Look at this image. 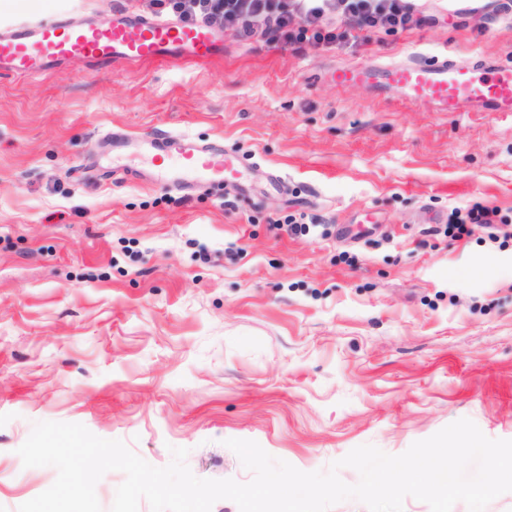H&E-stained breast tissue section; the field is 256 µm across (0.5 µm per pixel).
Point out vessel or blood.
Listing matches in <instances>:
<instances>
[{
	"instance_id": "vessel-or-blood-1",
	"label": "vessel or blood",
	"mask_w": 512,
	"mask_h": 512,
	"mask_svg": "<svg viewBox=\"0 0 512 512\" xmlns=\"http://www.w3.org/2000/svg\"><path fill=\"white\" fill-rule=\"evenodd\" d=\"M224 43L207 26L184 25L140 13H123L110 23L88 19L33 16L0 29V72L34 76L57 71L62 60L90 62L206 63L222 56ZM336 84L366 81L380 89L392 86L414 101L443 112H512V65L476 57L459 61L448 55L414 56L402 63L340 66ZM113 155L135 150L145 158L156 183L178 170V186L195 190L215 184L239 185L244 160L217 142L187 134L138 136L105 134Z\"/></svg>"
}]
</instances>
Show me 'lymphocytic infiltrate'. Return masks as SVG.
I'll return each instance as SVG.
<instances>
[{"mask_svg": "<svg viewBox=\"0 0 512 512\" xmlns=\"http://www.w3.org/2000/svg\"><path fill=\"white\" fill-rule=\"evenodd\" d=\"M155 4L187 24L211 25L218 20L238 22L242 37L277 33L283 40L293 37V25L312 29L316 45L334 48L348 42L352 30L377 26L406 29L414 22L409 0H340L342 23L324 22L325 0H154Z\"/></svg>", "mask_w": 512, "mask_h": 512, "instance_id": "lymphocytic-infiltrate-1", "label": "lymphocytic infiltrate"}]
</instances>
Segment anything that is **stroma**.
<instances>
[{"label":"stroma","mask_w":512,"mask_h":512,"mask_svg":"<svg viewBox=\"0 0 512 512\" xmlns=\"http://www.w3.org/2000/svg\"><path fill=\"white\" fill-rule=\"evenodd\" d=\"M412 2L423 25L335 51L219 24L207 64L0 73V512L57 477L17 453L41 421L156 467L184 448L196 477L241 483L229 439L304 472L366 444L402 454L462 418L512 440V240L440 232L477 203L512 228V114L331 79L412 53L512 58V0ZM119 10L156 8L0 0V25ZM114 129L222 142L255 191L100 178ZM299 214L331 235L269 227Z\"/></svg>","instance_id":"obj_1"}]
</instances>
